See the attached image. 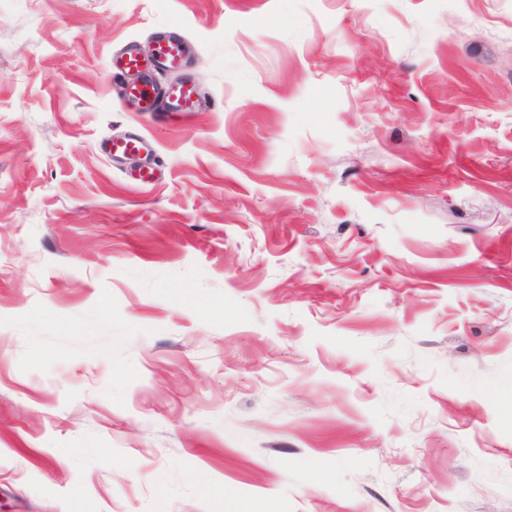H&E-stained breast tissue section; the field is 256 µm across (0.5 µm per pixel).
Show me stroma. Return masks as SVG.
I'll list each match as a JSON object with an SVG mask.
<instances>
[{
  "mask_svg": "<svg viewBox=\"0 0 512 512\" xmlns=\"http://www.w3.org/2000/svg\"><path fill=\"white\" fill-rule=\"evenodd\" d=\"M0 512H512V0H0ZM156 61L167 69L182 66L184 55L181 40L172 33H160L156 40ZM117 97L120 102L133 103L137 107L136 112H157L158 110V91L152 84L128 86L122 83L117 91ZM165 97L175 112H192L195 109V90L192 86L173 85L165 90ZM147 145V141L141 135L129 134L106 142L105 151L110 156L134 157L147 151Z\"/></svg>",
  "mask_w": 512,
  "mask_h": 512,
  "instance_id": "obj_1",
  "label": "stroma"
}]
</instances>
